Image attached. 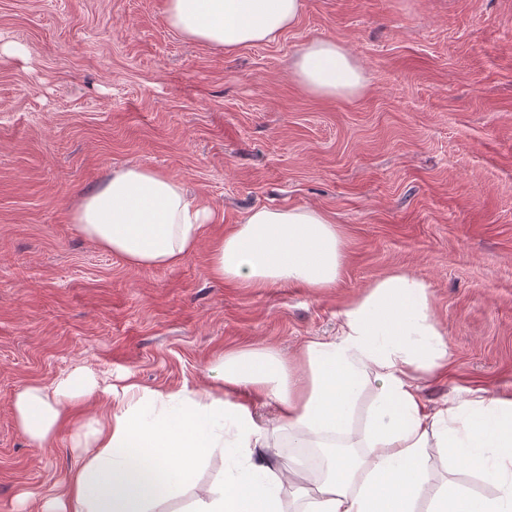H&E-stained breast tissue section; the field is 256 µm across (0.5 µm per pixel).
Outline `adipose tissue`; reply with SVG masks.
<instances>
[{
	"mask_svg": "<svg viewBox=\"0 0 512 512\" xmlns=\"http://www.w3.org/2000/svg\"><path fill=\"white\" fill-rule=\"evenodd\" d=\"M302 8L303 0H165L170 27L226 52L275 40ZM293 73L330 98L351 97L366 84L351 52L323 38L299 49ZM71 220L129 266L155 269L194 253L215 216L173 178L133 166L84 196ZM344 262L335 219L310 206L252 209L210 252L213 275L246 288L325 290L335 287ZM448 357L427 285L395 269L345 306L335 336L309 340L295 359L271 347L230 353L215 369L214 386L164 397L76 371L47 386L19 387L12 405L20 433L43 448L87 399L101 394L110 403L77 433L79 462L41 496L40 512H164L217 451L224 477L197 489L188 512H286L288 476L273 453L283 429L293 447L334 451L301 512H417L425 496L427 512H512V398L467 389L428 410L419 382L445 370ZM366 393L355 437L350 427ZM253 396L275 403L277 417L258 423ZM433 450L455 468H478L491 494L432 484Z\"/></svg>",
	"mask_w": 512,
	"mask_h": 512,
	"instance_id": "1",
	"label": "adipose tissue"
}]
</instances>
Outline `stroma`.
<instances>
[{
	"instance_id": "35a3bbf8",
	"label": "stroma",
	"mask_w": 512,
	"mask_h": 512,
	"mask_svg": "<svg viewBox=\"0 0 512 512\" xmlns=\"http://www.w3.org/2000/svg\"><path fill=\"white\" fill-rule=\"evenodd\" d=\"M344 45L366 86L304 89L297 51ZM16 54H6L7 46ZM142 165L210 207L179 265L137 269L70 213L113 171ZM335 218L337 286L246 288L213 278L209 241L258 207ZM429 287L448 344L425 379L512 397V0H303L276 41L226 53L170 28L164 0H0V512L76 464L68 437L32 447L12 398L78 369L167 393L209 388L224 353L295 357L336 332L376 277ZM291 512L320 471L280 431Z\"/></svg>"
}]
</instances>
